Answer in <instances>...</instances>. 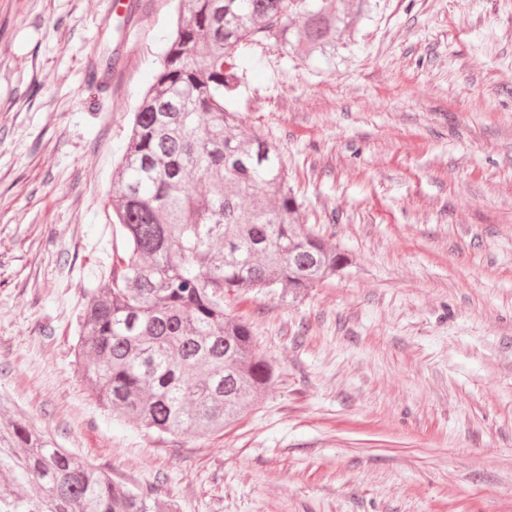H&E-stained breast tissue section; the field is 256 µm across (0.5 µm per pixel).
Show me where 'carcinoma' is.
Returning <instances> with one entry per match:
<instances>
[{
    "label": "carcinoma",
    "instance_id": "cac0c4a2",
    "mask_svg": "<svg viewBox=\"0 0 512 512\" xmlns=\"http://www.w3.org/2000/svg\"><path fill=\"white\" fill-rule=\"evenodd\" d=\"M160 70L112 174L118 269L79 315L78 357L103 407L159 438L224 429L273 366L227 296L281 301L343 274L347 258L301 222L279 148L230 103L270 39L305 63L336 61L353 17L324 0H175ZM299 18L302 26L289 27ZM0 512H178L76 460L0 396Z\"/></svg>",
    "mask_w": 512,
    "mask_h": 512
}]
</instances>
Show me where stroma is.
Masks as SVG:
<instances>
[{"label":"stroma","mask_w":512,"mask_h":512,"mask_svg":"<svg viewBox=\"0 0 512 512\" xmlns=\"http://www.w3.org/2000/svg\"><path fill=\"white\" fill-rule=\"evenodd\" d=\"M369 2L334 66L258 48L234 105L350 263L290 303L228 297L272 384L162 442L103 409L75 346L173 0H136L130 35L101 0H0V394L179 512H512V0Z\"/></svg>","instance_id":"35a3bbf8"}]
</instances>
